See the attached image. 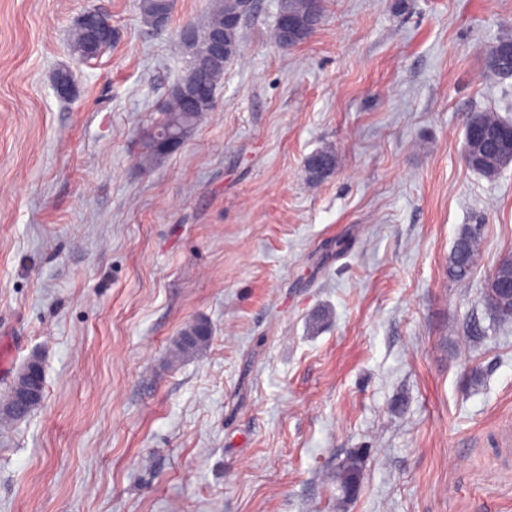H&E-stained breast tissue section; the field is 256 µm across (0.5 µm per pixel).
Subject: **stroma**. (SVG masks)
<instances>
[{"instance_id": "1", "label": "stroma", "mask_w": 512, "mask_h": 512, "mask_svg": "<svg viewBox=\"0 0 512 512\" xmlns=\"http://www.w3.org/2000/svg\"><path fill=\"white\" fill-rule=\"evenodd\" d=\"M260 3L214 109L147 167L212 0H174L161 31L140 0H0V398L45 366L42 406L0 415V512H512V323L483 302L512 166L461 158L471 113L512 119L488 69L512 0H323L288 50ZM94 7L119 36L82 62ZM198 319L207 346L172 359ZM86 19H95L94 25L97 26L99 35H112V41H115L118 35L117 29L112 26V15L99 8H91L83 14ZM71 46L73 52L82 60L88 61L96 58L100 52L111 43H97L91 28L87 23L78 22L71 33ZM319 151L332 158L333 162L323 169L309 171L308 178L311 182L321 181L322 179L330 175L336 168V152L334 151V149L330 147H325L320 149ZM320 152H313L306 157L305 168L307 172L308 169L320 168L327 165V158L323 156ZM480 227L478 224L462 227L448 255V276L457 283H465L473 273L481 250ZM365 454L362 450L351 451L336 467V484L344 492V498L352 496L351 491L360 487Z\"/></svg>"}]
</instances>
